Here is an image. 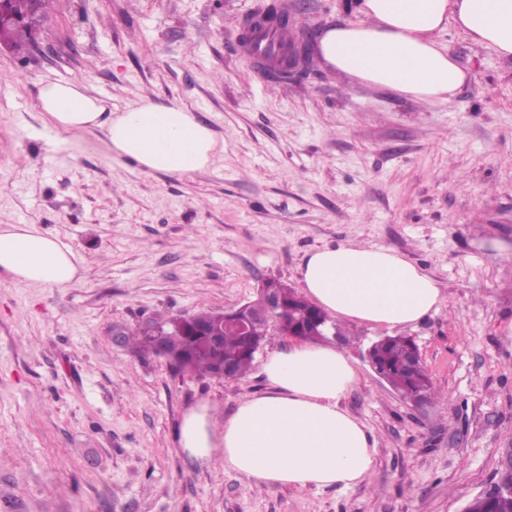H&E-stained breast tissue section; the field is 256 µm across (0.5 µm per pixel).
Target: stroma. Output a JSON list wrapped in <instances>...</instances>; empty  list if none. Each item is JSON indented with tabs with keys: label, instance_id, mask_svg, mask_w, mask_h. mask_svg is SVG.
Returning <instances> with one entry per match:
<instances>
[{
	"label": "stroma",
	"instance_id": "35a3bbf8",
	"mask_svg": "<svg viewBox=\"0 0 512 512\" xmlns=\"http://www.w3.org/2000/svg\"><path fill=\"white\" fill-rule=\"evenodd\" d=\"M297 39L347 0H53L36 48H0V224H36L81 261L66 288L0 271V512H463L512 446V57L457 31L468 72L453 104L336 74L321 59L264 81L241 50L268 2ZM88 88L108 111L149 98L193 112L224 159L146 174L45 123L42 87ZM349 240L394 250L438 283L415 339L442 399L405 402L342 327L358 371L343 406L374 435L351 489L258 487L178 445L182 419L230 416L266 392L258 369L222 381L173 372L117 342L155 313L237 308L262 281L298 284L305 255Z\"/></svg>",
	"mask_w": 512,
	"mask_h": 512
}]
</instances>
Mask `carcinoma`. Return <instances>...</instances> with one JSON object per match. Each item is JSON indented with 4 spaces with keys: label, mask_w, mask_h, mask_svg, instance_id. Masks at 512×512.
Masks as SVG:
<instances>
[{
    "label": "carcinoma",
    "mask_w": 512,
    "mask_h": 512,
    "mask_svg": "<svg viewBox=\"0 0 512 512\" xmlns=\"http://www.w3.org/2000/svg\"><path fill=\"white\" fill-rule=\"evenodd\" d=\"M266 17V23L276 29L289 28L288 15L278 10L274 3L266 6ZM4 38L7 47L15 52L31 48V36L24 26L8 29ZM269 285L278 288L282 295L281 305L271 319L252 322L244 333L224 325L221 343L208 351H199L202 337L195 335L193 330L199 326L212 325L215 321L212 312L182 316L156 314L149 319V323L157 326L164 334L167 350L178 365L187 371L200 377L213 378L224 369V365L230 363L233 365V377L240 379L247 375L254 362L251 343L265 342L275 326L298 331L303 339L310 342L325 339L322 326L328 322L327 315L286 285L275 280L269 281ZM182 322L186 327H180ZM124 336L126 344L134 351L154 353V341L141 327L127 329ZM416 348V342L408 336H386L368 348V360L373 369L404 399L413 403L425 396L435 402L440 399V395L427 371L420 366H408V359ZM482 512H512V497L492 496L483 506Z\"/></svg>",
    "instance_id": "1"
}]
</instances>
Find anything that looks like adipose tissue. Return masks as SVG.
<instances>
[{"mask_svg":"<svg viewBox=\"0 0 512 512\" xmlns=\"http://www.w3.org/2000/svg\"><path fill=\"white\" fill-rule=\"evenodd\" d=\"M350 18L319 30L321 59L360 84L427 102H453L469 75L440 34L455 29L512 57V0H351ZM41 110L54 128H98L116 159L146 173L189 176L215 165L223 149L212 129L177 104L148 99L105 117L102 100L70 83L51 82ZM80 261L60 238L34 224H0V269L19 286L64 288ZM304 296L336 321L386 331L416 325L442 302L436 280L398 252L347 241L309 252L299 269ZM269 386L240 400L217 422L214 409L190 411L179 446L203 463L257 485L353 488L374 468L376 442L341 406L359 376L348 353L330 342L270 350L261 364Z\"/></svg>","mask_w":512,"mask_h":512,"instance_id":"ef3b65f1","label":"adipose tissue"}]
</instances>
